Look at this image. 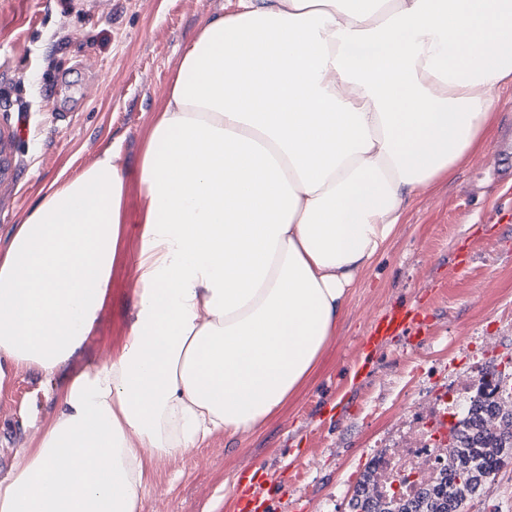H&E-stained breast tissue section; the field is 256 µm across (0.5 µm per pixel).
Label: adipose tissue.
<instances>
[{
	"label": "adipose tissue",
	"mask_w": 512,
	"mask_h": 512,
	"mask_svg": "<svg viewBox=\"0 0 512 512\" xmlns=\"http://www.w3.org/2000/svg\"><path fill=\"white\" fill-rule=\"evenodd\" d=\"M512 0H238L185 51L144 154L138 312L72 380L0 512H140L144 454L258 430L336 334L418 189L489 131ZM116 154L0 255V363L62 367L119 242Z\"/></svg>",
	"instance_id": "1"
}]
</instances>
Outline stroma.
<instances>
[{
    "instance_id": "1",
    "label": "stroma",
    "mask_w": 512,
    "mask_h": 512,
    "mask_svg": "<svg viewBox=\"0 0 512 512\" xmlns=\"http://www.w3.org/2000/svg\"><path fill=\"white\" fill-rule=\"evenodd\" d=\"M237 0H0V122L16 178L0 186V254L35 204L107 153L124 179L123 224L104 302L54 375L0 377V453L18 463L62 411L65 386L120 348L136 320L135 262L147 202L141 173L155 120L204 23ZM512 135V85L488 137L446 178L418 190L374 267L354 288L305 384L258 431L215 432L167 459L144 456L142 512H238L256 486L265 512H350L376 450L475 365L512 380V180L487 177ZM416 313L414 329L375 350L380 314ZM464 512H512V463Z\"/></svg>"
}]
</instances>
